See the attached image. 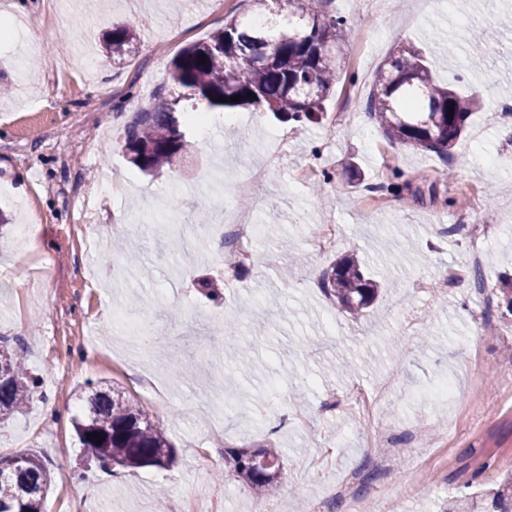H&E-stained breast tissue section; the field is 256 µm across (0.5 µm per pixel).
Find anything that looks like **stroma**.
Returning <instances> with one entry per match:
<instances>
[{"mask_svg":"<svg viewBox=\"0 0 512 512\" xmlns=\"http://www.w3.org/2000/svg\"><path fill=\"white\" fill-rule=\"evenodd\" d=\"M343 17L349 60L326 116L300 127L252 106L215 113L188 134L195 148L160 177L129 163L119 144L136 112L176 96L171 59L206 39L225 16H265L249 0H0L16 32L0 39V205L12 224L0 240V336L16 347L38 396L0 424V456L32 452L56 478L45 512H286L290 498L333 512H440L461 487L512 473V316L499 294L512 274V0H326ZM123 20L136 55L99 49ZM434 64L438 81L473 96L469 132L446 160L391 143L367 112L377 69L404 43ZM245 193L261 227L250 255L230 267L202 217ZM409 190L382 191L393 172ZM486 240L484 287L464 283L467 243L449 235L462 209ZM173 211L154 230V218ZM34 224L26 242L19 233ZM310 224H332L319 250ZM100 241L96 260L84 235ZM369 259L386 288L360 318L326 295L334 259ZM310 276L285 285L288 266ZM221 281L202 296L199 277ZM347 358L349 374L329 371ZM450 380L452 403L421 391ZM380 422L406 431L411 460L368 479L353 508L331 493L364 466L372 435L351 393L372 398ZM114 388L165 430L177 458L167 469L99 468L74 420L91 389ZM279 448L286 483L262 492L217 463L227 448ZM91 491H83L84 478Z\"/></svg>","mask_w":512,"mask_h":512,"instance_id":"stroma-1","label":"stroma"}]
</instances>
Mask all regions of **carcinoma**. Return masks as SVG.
I'll use <instances>...</instances> for the list:
<instances>
[{
  "label": "carcinoma",
  "mask_w": 512,
  "mask_h": 512,
  "mask_svg": "<svg viewBox=\"0 0 512 512\" xmlns=\"http://www.w3.org/2000/svg\"><path fill=\"white\" fill-rule=\"evenodd\" d=\"M288 6V31L276 37L251 34L234 16L224 19L223 27L171 60L170 84L190 90L210 110L252 105L286 122H318L338 74L348 71L342 21L325 12L323 0H288ZM102 48L130 56L137 51L136 33L128 25L114 24L102 36ZM201 55L206 56L202 64ZM235 95L240 100L230 101ZM220 97L228 102H219ZM176 105L173 100L138 112L125 129L121 150L144 173L171 168L191 151L184 130L189 119L178 117ZM367 110L389 141L448 156L466 133L475 103L437 81L421 50L409 43L377 71ZM322 282L325 292L351 315L370 307L380 292V283L356 254L334 263ZM38 388L36 377L0 337V423L29 405ZM75 430L102 467L142 468L160 455L165 457L161 469L175 461L160 424L142 406L110 389L92 390ZM93 432L96 436L87 439ZM224 466L255 490L287 474L277 448L226 449ZM51 484L48 464L25 454L17 477L0 479V512H43ZM483 496L492 500V508L509 512L502 505L512 497V484Z\"/></svg>",
  "instance_id": "carcinoma-1"
}]
</instances>
